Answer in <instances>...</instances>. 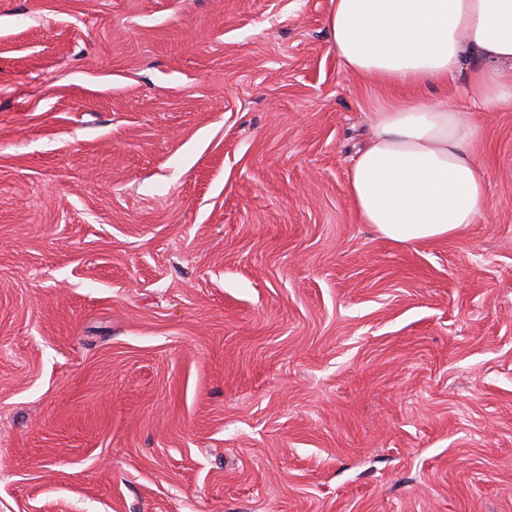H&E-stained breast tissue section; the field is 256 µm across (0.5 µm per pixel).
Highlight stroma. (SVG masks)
I'll return each instance as SVG.
<instances>
[{"label": "stroma", "instance_id": "1", "mask_svg": "<svg viewBox=\"0 0 512 512\" xmlns=\"http://www.w3.org/2000/svg\"><path fill=\"white\" fill-rule=\"evenodd\" d=\"M330 0H0V512H512V112L395 245Z\"/></svg>", "mask_w": 512, "mask_h": 512}]
</instances>
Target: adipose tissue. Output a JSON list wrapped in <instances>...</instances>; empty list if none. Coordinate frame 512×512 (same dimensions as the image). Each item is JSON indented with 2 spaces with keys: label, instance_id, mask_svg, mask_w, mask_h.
Returning <instances> with one entry per match:
<instances>
[{
  "label": "adipose tissue",
  "instance_id": "1",
  "mask_svg": "<svg viewBox=\"0 0 512 512\" xmlns=\"http://www.w3.org/2000/svg\"><path fill=\"white\" fill-rule=\"evenodd\" d=\"M345 71L407 89L464 76V106L401 97L370 113L347 173L362 223L398 244L454 237L484 216L488 183L469 109L512 112V0H331Z\"/></svg>",
  "mask_w": 512,
  "mask_h": 512
}]
</instances>
